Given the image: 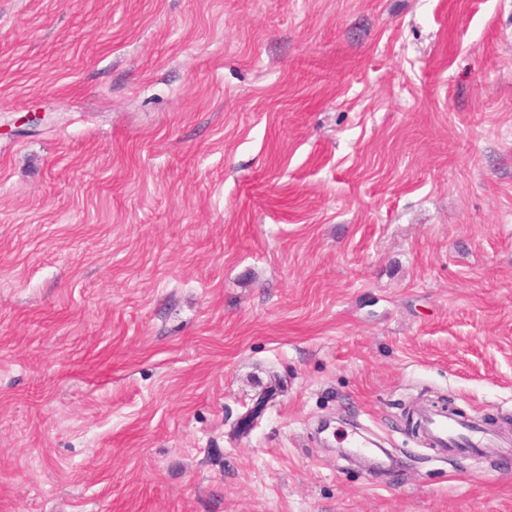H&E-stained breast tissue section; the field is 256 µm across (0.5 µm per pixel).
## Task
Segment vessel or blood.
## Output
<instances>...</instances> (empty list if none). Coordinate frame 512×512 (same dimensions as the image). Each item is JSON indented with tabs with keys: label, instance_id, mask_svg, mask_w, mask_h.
<instances>
[{
	"label": "vessel or blood",
	"instance_id": "1",
	"mask_svg": "<svg viewBox=\"0 0 512 512\" xmlns=\"http://www.w3.org/2000/svg\"><path fill=\"white\" fill-rule=\"evenodd\" d=\"M421 425L436 446L450 453L496 450L502 457L512 456V450L501 447L488 432L472 423H464L446 415L429 412Z\"/></svg>",
	"mask_w": 512,
	"mask_h": 512
}]
</instances>
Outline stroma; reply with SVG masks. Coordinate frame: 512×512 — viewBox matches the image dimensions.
I'll return each mask as SVG.
<instances>
[{"label":"stroma","mask_w":512,"mask_h":512,"mask_svg":"<svg viewBox=\"0 0 512 512\" xmlns=\"http://www.w3.org/2000/svg\"><path fill=\"white\" fill-rule=\"evenodd\" d=\"M441 399L512 444V0H0V512H512ZM421 425L436 446L448 453L496 450L506 463L510 455L512 458V450L501 447L492 435L476 424L464 423L437 412H427Z\"/></svg>","instance_id":"1"}]
</instances>
